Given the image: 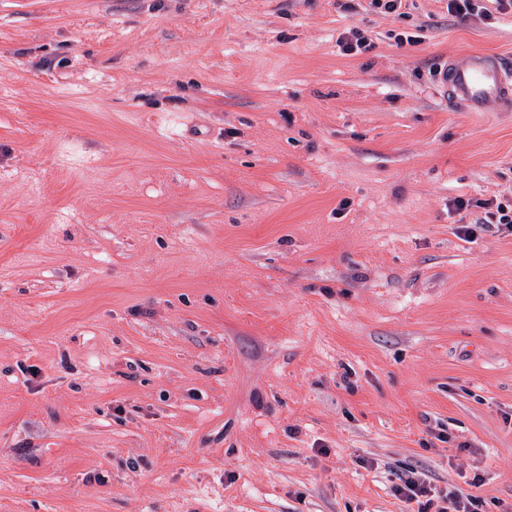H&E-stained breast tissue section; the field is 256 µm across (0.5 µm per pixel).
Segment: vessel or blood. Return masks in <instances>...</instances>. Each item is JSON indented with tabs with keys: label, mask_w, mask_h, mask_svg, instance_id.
Masks as SVG:
<instances>
[{
	"label": "vessel or blood",
	"mask_w": 512,
	"mask_h": 512,
	"mask_svg": "<svg viewBox=\"0 0 512 512\" xmlns=\"http://www.w3.org/2000/svg\"><path fill=\"white\" fill-rule=\"evenodd\" d=\"M439 82L448 107L460 112H512V72L496 55L473 52L452 57Z\"/></svg>",
	"instance_id": "1"
}]
</instances>
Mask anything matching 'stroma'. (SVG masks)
Instances as JSON below:
<instances>
[{"label":"stroma","instance_id":"stroma-1","mask_svg":"<svg viewBox=\"0 0 512 512\" xmlns=\"http://www.w3.org/2000/svg\"><path fill=\"white\" fill-rule=\"evenodd\" d=\"M359 27L371 51L343 55ZM420 36L401 45L397 34ZM512 18L0 0V512H512ZM439 82L448 108L460 112H512V69L496 55L473 52L450 57ZM508 190H504L503 194L499 196L476 202L462 196L454 197L450 200L448 211L452 214H461L474 207L482 209L479 216L473 222L464 224L466 223L462 222L464 217L461 218L460 223L463 224H459L456 228L457 235L461 239L472 238L477 224H496L498 232L512 235V184ZM398 480L399 483H396L392 488L395 495L408 504L416 503L418 506L416 512H429L434 500L428 498L423 502L421 498L432 497L433 489L430 483L422 476L416 475L414 471L399 474Z\"/></svg>","mask_w":512,"mask_h":512}]
</instances>
